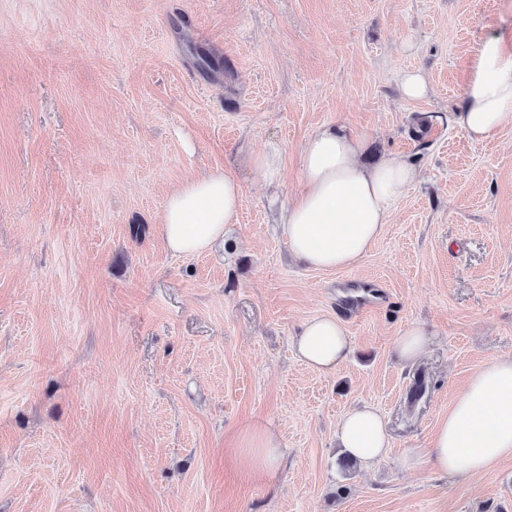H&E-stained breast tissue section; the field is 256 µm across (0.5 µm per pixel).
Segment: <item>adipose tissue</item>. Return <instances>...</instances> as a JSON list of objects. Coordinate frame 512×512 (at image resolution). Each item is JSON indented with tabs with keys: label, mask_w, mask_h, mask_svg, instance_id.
<instances>
[{
	"label": "adipose tissue",
	"mask_w": 512,
	"mask_h": 512,
	"mask_svg": "<svg viewBox=\"0 0 512 512\" xmlns=\"http://www.w3.org/2000/svg\"><path fill=\"white\" fill-rule=\"evenodd\" d=\"M460 114L463 132L473 141L512 125V50L494 36L485 38L471 59ZM363 139L324 127L305 141L299 157L301 190L280 215L291 253L320 270L357 266L391 220L393 207L415 182L418 171L406 158L389 156L366 166ZM244 190L231 172L216 168L182 181L168 195L160 224L166 248L179 254L222 249L227 225L236 223ZM298 360L318 373L335 372L353 347L335 316L306 320L293 338ZM337 445L357 462L385 459L390 436L382 417L368 406L339 420ZM435 469L464 479L485 474L512 458V357L490 359L457 391L425 450ZM284 457L280 436L262 425L237 440L239 465L262 477Z\"/></svg>",
	"instance_id": "adipose-tissue-1"
}]
</instances>
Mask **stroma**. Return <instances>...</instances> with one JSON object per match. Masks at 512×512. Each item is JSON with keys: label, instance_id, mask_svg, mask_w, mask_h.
<instances>
[{"label": "stroma", "instance_id": "1", "mask_svg": "<svg viewBox=\"0 0 512 512\" xmlns=\"http://www.w3.org/2000/svg\"><path fill=\"white\" fill-rule=\"evenodd\" d=\"M487 36L512 46V0H0V512H512V460L461 481L415 454L512 355V127L458 123ZM326 125L419 171L336 271L289 255L270 203ZM272 146L274 192L244 162ZM217 167L245 193L223 251L169 252V193ZM322 314L354 339L330 375L291 346ZM364 404L390 452L346 469L337 423ZM256 424L288 450L261 478L234 448ZM401 90L409 98H422L427 95L429 84L422 72L408 71L402 77ZM426 331L419 326L407 327L396 342V349L401 359L406 363L415 362L428 344Z\"/></svg>", "mask_w": 512, "mask_h": 512}]
</instances>
